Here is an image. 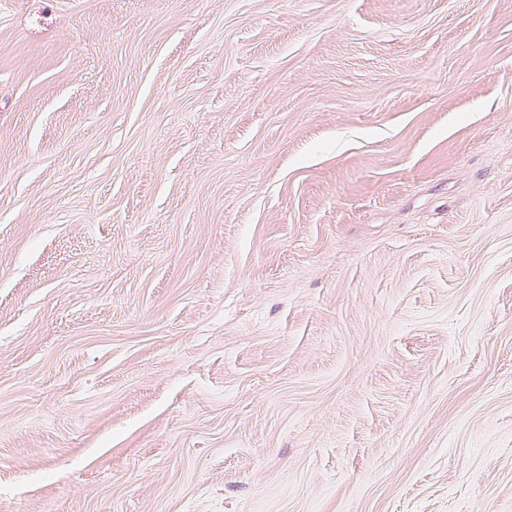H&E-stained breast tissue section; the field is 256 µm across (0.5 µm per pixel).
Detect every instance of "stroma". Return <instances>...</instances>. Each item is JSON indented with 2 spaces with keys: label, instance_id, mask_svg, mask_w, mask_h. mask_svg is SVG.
<instances>
[{
  "label": "stroma",
  "instance_id": "obj_1",
  "mask_svg": "<svg viewBox=\"0 0 512 512\" xmlns=\"http://www.w3.org/2000/svg\"><path fill=\"white\" fill-rule=\"evenodd\" d=\"M0 512H512V0H0Z\"/></svg>",
  "mask_w": 512,
  "mask_h": 512
}]
</instances>
